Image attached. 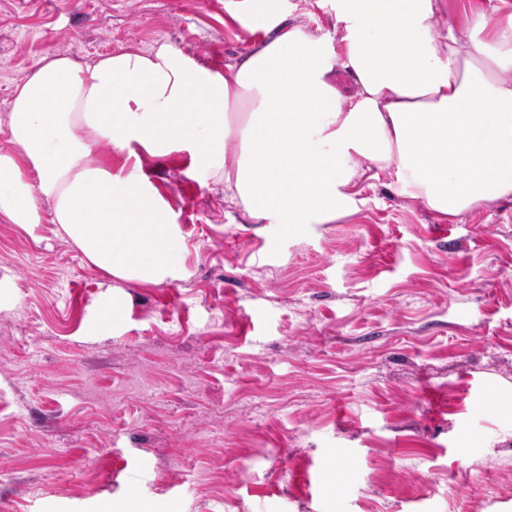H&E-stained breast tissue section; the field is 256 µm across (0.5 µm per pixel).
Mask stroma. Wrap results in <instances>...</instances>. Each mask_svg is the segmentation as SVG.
<instances>
[{"instance_id": "stroma-1", "label": "stroma", "mask_w": 512, "mask_h": 512, "mask_svg": "<svg viewBox=\"0 0 512 512\" xmlns=\"http://www.w3.org/2000/svg\"><path fill=\"white\" fill-rule=\"evenodd\" d=\"M228 0H0V153L46 58L166 42L224 70ZM332 34L331 0H284ZM183 278H110L0 216V512H512V201L453 220L382 183L355 214L252 224L187 153L143 156ZM125 468L109 479L101 463ZM331 483L301 485L299 469ZM112 294L106 307L100 312L99 319L102 326H109L112 320L127 307L129 303L128 296L121 291L120 285H113Z\"/></svg>"}]
</instances>
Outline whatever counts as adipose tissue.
Here are the masks:
<instances>
[{
  "label": "adipose tissue",
  "instance_id": "adipose-tissue-1",
  "mask_svg": "<svg viewBox=\"0 0 512 512\" xmlns=\"http://www.w3.org/2000/svg\"><path fill=\"white\" fill-rule=\"evenodd\" d=\"M282 2L239 0L234 18L266 38L223 72L159 43L56 56L16 88L0 215L32 227L50 202L58 234L115 282L102 325L129 303L121 283L184 273L145 153H187L244 217L290 232L354 213L362 184L384 176L447 220L512 199V0L470 10L464 39L444 0H333L332 36L286 23ZM104 140L119 166L91 162Z\"/></svg>",
  "mask_w": 512,
  "mask_h": 512
}]
</instances>
